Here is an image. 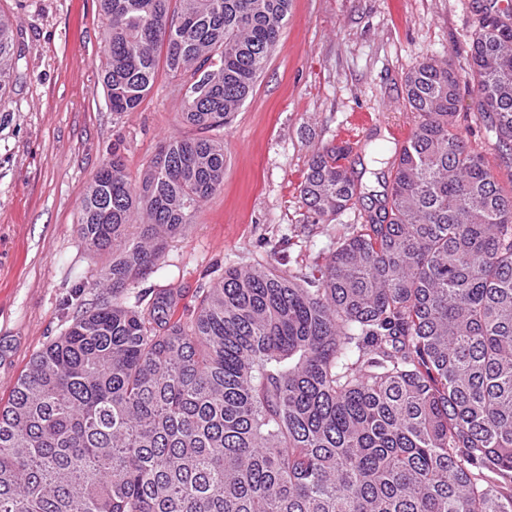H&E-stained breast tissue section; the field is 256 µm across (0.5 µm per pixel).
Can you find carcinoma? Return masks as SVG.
<instances>
[{"label": "carcinoma", "instance_id": "obj_1", "mask_svg": "<svg viewBox=\"0 0 512 512\" xmlns=\"http://www.w3.org/2000/svg\"><path fill=\"white\" fill-rule=\"evenodd\" d=\"M102 82L138 110L159 67L181 122L129 180L112 154L79 236L112 288L39 351L0 403V512H512V182L470 147L461 89L512 158V13L485 7L469 67L405 76L414 127L378 211L313 272L229 267L176 315L178 292L124 293L224 187L228 127L292 0H99ZM0 15V92L13 81ZM346 147L315 151L313 219L356 206Z\"/></svg>", "mask_w": 512, "mask_h": 512}]
</instances>
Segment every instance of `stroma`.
<instances>
[{
    "mask_svg": "<svg viewBox=\"0 0 512 512\" xmlns=\"http://www.w3.org/2000/svg\"><path fill=\"white\" fill-rule=\"evenodd\" d=\"M14 21L16 85L0 96V402L34 354L105 297L94 281L106 256L77 234L92 177L120 155L137 178L161 143L192 138L178 118V79L159 70L137 111L114 115L102 87L107 19L98 0H0ZM479 0H293L278 46L229 128L220 130L223 189L200 207L136 290L172 288L180 307L197 306L202 286L225 268L266 261L283 250L313 266L359 223L390 177L388 161L414 114L404 76L425 58L468 67ZM468 142L512 178L496 135L477 120L475 100L458 106ZM346 146L364 198L314 225L299 185L314 151Z\"/></svg>",
    "mask_w": 512,
    "mask_h": 512,
    "instance_id": "1",
    "label": "stroma"
}]
</instances>
